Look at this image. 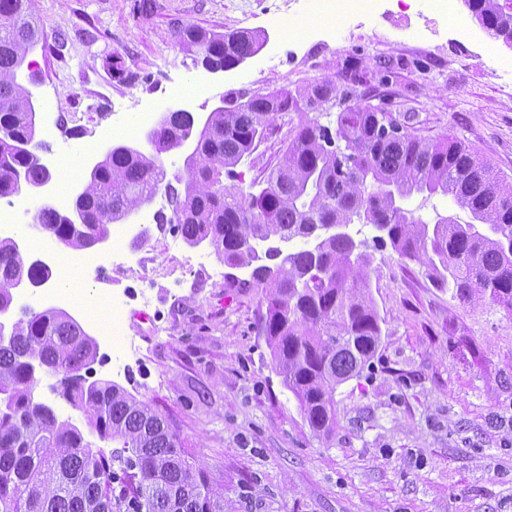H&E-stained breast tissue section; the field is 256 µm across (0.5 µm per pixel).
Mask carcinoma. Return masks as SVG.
<instances>
[{
  "label": "carcinoma",
  "mask_w": 512,
  "mask_h": 512,
  "mask_svg": "<svg viewBox=\"0 0 512 512\" xmlns=\"http://www.w3.org/2000/svg\"><path fill=\"white\" fill-rule=\"evenodd\" d=\"M472 17L496 37L512 42V13L503 0H464ZM181 46L207 66L231 65L266 39L263 32L177 28ZM38 44L31 0H0V198L18 193L17 174L40 182L36 156L19 147L36 133L29 88L21 70ZM336 86L323 81L302 93L275 89L210 113L204 126L186 114L158 123L149 152L108 154L89 176L84 207L101 224H65L56 209L36 214L38 233L74 251L107 232L108 225L147 204L165 187L174 224L191 246L206 243L230 269L226 288H256L266 302L258 320L284 387L298 402L312 431L336 430V386L370 365L382 338V319L370 294L368 250L347 232L324 233L326 224H370L381 247L424 261L458 297L487 298L512 311V189L492 167L454 141L433 143L370 106L346 107L336 128L299 124L281 161L257 192L231 190L224 175L250 157L271 122L299 112L314 98L325 102ZM198 141L184 189L165 183L160 156L186 137ZM451 197L472 222L439 216L427 223L405 207L414 195ZM278 238L296 249L260 255ZM24 276L40 285L50 273L27 262L11 237H0V312H8L13 282ZM96 341L68 313L23 310L0 333V512H224V494L189 461L177 433L145 402L114 384L88 381ZM57 378L52 389L79 411L98 436L116 443L93 450L82 431L33 398L36 375Z\"/></svg>",
  "instance_id": "obj_1"
}]
</instances>
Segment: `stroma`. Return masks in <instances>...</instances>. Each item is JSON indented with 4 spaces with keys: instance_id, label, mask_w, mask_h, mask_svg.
Instances as JSON below:
<instances>
[{
    "instance_id": "obj_1",
    "label": "stroma",
    "mask_w": 512,
    "mask_h": 512,
    "mask_svg": "<svg viewBox=\"0 0 512 512\" xmlns=\"http://www.w3.org/2000/svg\"><path fill=\"white\" fill-rule=\"evenodd\" d=\"M33 0L40 42L26 56L36 88V153L51 173L52 199L73 197L89 178L87 145L141 144L146 132L111 134L112 108L208 112L225 101L354 75L359 103L409 118L428 140L461 141L512 185V45L470 19L420 17L418 0L337 27L299 12L298 0ZM288 24L276 27V14ZM408 16L409 26L399 24ZM263 31L267 45L243 66L207 72L177 44L174 27ZM334 100L275 119L266 139L229 182L251 190L266 177L304 118L335 125ZM132 256L87 279L81 303L66 305L100 359L93 377L146 402L183 440L189 456L224 490L225 512H512V313L464 301L420 263L374 251L371 294L383 320L369 369L336 389V431L315 436L282 384L257 329L263 308L252 288H225L226 268L208 245L187 244L170 226L151 224L126 240ZM152 257L149 267L139 256ZM68 266L14 297V310L56 306L74 287ZM146 289L125 322L137 351L117 360L105 322L113 292Z\"/></svg>"
}]
</instances>
